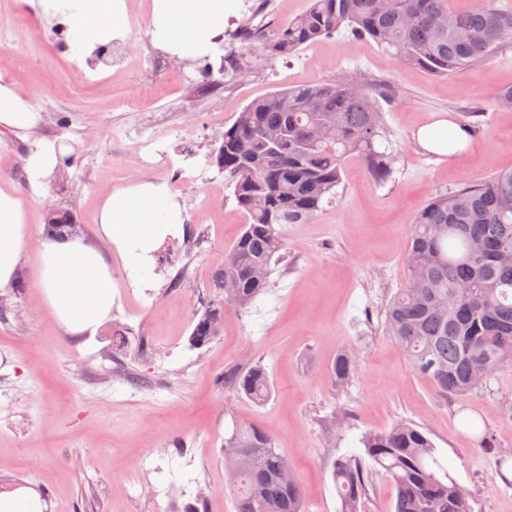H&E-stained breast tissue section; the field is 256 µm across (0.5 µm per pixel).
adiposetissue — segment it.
I'll return each mask as SVG.
<instances>
[{
    "instance_id": "obj_1",
    "label": "adipose tissue",
    "mask_w": 512,
    "mask_h": 512,
    "mask_svg": "<svg viewBox=\"0 0 512 512\" xmlns=\"http://www.w3.org/2000/svg\"><path fill=\"white\" fill-rule=\"evenodd\" d=\"M42 5L68 23L67 41L75 55L128 31L126 0H42ZM232 7L233 0H152V41L183 57L204 54L223 31ZM41 121V113L29 111L20 92L0 85V126L28 132ZM182 222L165 185L138 182L106 194L98 235L117 251L138 286L149 280L153 253ZM30 238L23 202L11 188L0 186V290L13 285ZM37 283L41 303L69 336H95L117 301L111 264L98 248L79 239L42 241Z\"/></svg>"
}]
</instances>
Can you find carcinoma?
Wrapping results in <instances>:
<instances>
[{
    "mask_svg": "<svg viewBox=\"0 0 512 512\" xmlns=\"http://www.w3.org/2000/svg\"><path fill=\"white\" fill-rule=\"evenodd\" d=\"M275 27L272 40L242 42L249 59L290 58L346 31L441 77L497 56L512 35V14L501 13L494 0H477L466 11L452 9L449 0H308L299 15ZM378 95L347 75L317 80L251 101L224 129L212 162L226 174L247 221L211 273L190 347L210 344L226 312L247 310L267 291L288 225L306 224L323 203L336 201L348 158H360L375 182L388 181L391 157L376 149L385 137ZM45 231L68 237L77 225L69 214L48 215ZM384 320L412 369L445 398L466 397L512 367L511 169L468 180L415 215L406 284L385 306ZM358 368L355 356L341 352L331 373L346 383ZM220 382L256 404L272 394L259 363L226 370ZM229 441L234 449L223 451L224 472L237 512H306L297 477H282L290 463L272 435L237 424ZM360 443L363 453L332 464L339 512H359L368 470L377 466L396 489L390 512H472L470 494L439 461L426 432L400 422L362 435Z\"/></svg>",
    "mask_w": 512,
    "mask_h": 512,
    "instance_id": "carcinoma-1",
    "label": "carcinoma"
}]
</instances>
